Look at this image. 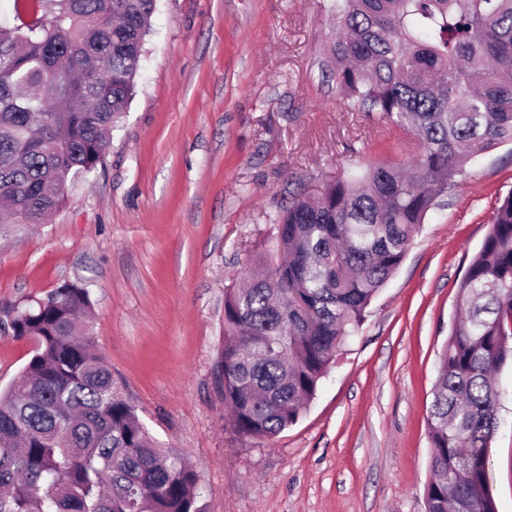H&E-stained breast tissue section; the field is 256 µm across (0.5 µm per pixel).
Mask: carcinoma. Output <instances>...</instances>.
<instances>
[{
	"instance_id": "carcinoma-1",
	"label": "carcinoma",
	"mask_w": 512,
	"mask_h": 512,
	"mask_svg": "<svg viewBox=\"0 0 512 512\" xmlns=\"http://www.w3.org/2000/svg\"><path fill=\"white\" fill-rule=\"evenodd\" d=\"M157 0H14L0 25V238L47 224L105 159L133 98ZM326 68L349 101L412 136L378 164L282 199L249 285L226 289L220 393L236 432L297 423L428 213L479 155L512 143V0H334ZM428 418L426 512H498L490 443L512 359V193L457 285ZM65 283L17 311L35 342L0 391V512H204L191 463L151 436Z\"/></svg>"
}]
</instances>
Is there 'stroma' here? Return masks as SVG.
I'll use <instances>...</instances> for the list:
<instances>
[{
	"label": "stroma",
	"instance_id": "35a3bbf8",
	"mask_svg": "<svg viewBox=\"0 0 512 512\" xmlns=\"http://www.w3.org/2000/svg\"><path fill=\"white\" fill-rule=\"evenodd\" d=\"M330 0H158L133 100L102 165L51 222L0 244V389L34 344L14 310L87 287L90 334L149 432L198 475L205 512H425L427 416L456 292L500 199L512 144L480 155L430 214L298 422L240 436L218 393L224 291L284 196L321 192L414 141L323 73ZM489 483L512 512V363Z\"/></svg>",
	"mask_w": 512,
	"mask_h": 512
}]
</instances>
